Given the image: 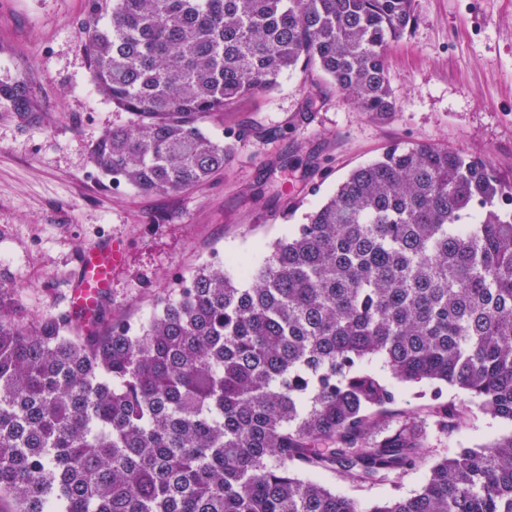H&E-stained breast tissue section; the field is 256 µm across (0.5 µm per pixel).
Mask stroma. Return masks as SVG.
I'll return each instance as SVG.
<instances>
[{
	"instance_id": "obj_1",
	"label": "stroma",
	"mask_w": 512,
	"mask_h": 512,
	"mask_svg": "<svg viewBox=\"0 0 512 512\" xmlns=\"http://www.w3.org/2000/svg\"><path fill=\"white\" fill-rule=\"evenodd\" d=\"M91 0H0V82L23 79L35 110L0 108V280L33 318L67 309L80 253L107 238L125 260L107 289L112 318L145 322L178 276L216 257L260 261L268 244L304 223L355 168L392 144L429 145L485 158L512 182V0H414L415 22L387 48L397 110L378 119L355 108L318 72H286L277 91L248 95L209 124L214 136L244 121L270 132L243 145L224 172L180 194L114 190L91 146L128 116L101 96L81 34ZM321 89L315 112L309 91ZM402 385L385 424L408 419L425 432L432 459L506 434L468 395ZM464 413L453 430L434 425L436 405ZM425 468L376 484L337 470L311 477L369 507L420 491Z\"/></svg>"
}]
</instances>
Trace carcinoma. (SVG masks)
Wrapping results in <instances>:
<instances>
[{
    "label": "carcinoma",
    "instance_id": "obj_1",
    "mask_svg": "<svg viewBox=\"0 0 512 512\" xmlns=\"http://www.w3.org/2000/svg\"><path fill=\"white\" fill-rule=\"evenodd\" d=\"M413 0H92V80L129 114L91 156L144 193L197 188L241 144L211 117L318 69L361 111L396 102L385 48ZM108 10L107 21L98 18ZM0 105L34 111L21 80ZM210 262L139 325L27 318L0 283V512H512V432L367 509L293 468L374 483L428 462L413 423L368 440L397 384L512 425V183L480 157L386 149L233 272Z\"/></svg>",
    "mask_w": 512,
    "mask_h": 512
}]
</instances>
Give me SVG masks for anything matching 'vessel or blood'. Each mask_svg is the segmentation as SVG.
<instances>
[{
  "label": "vessel or blood",
  "mask_w": 512,
  "mask_h": 512,
  "mask_svg": "<svg viewBox=\"0 0 512 512\" xmlns=\"http://www.w3.org/2000/svg\"><path fill=\"white\" fill-rule=\"evenodd\" d=\"M123 255L124 247L116 240L83 251L69 298V311L92 313L103 297L113 268L121 264Z\"/></svg>",
  "instance_id": "vessel-or-blood-1"
}]
</instances>
